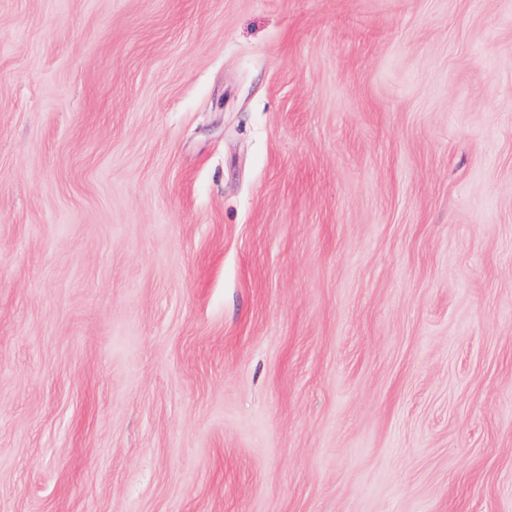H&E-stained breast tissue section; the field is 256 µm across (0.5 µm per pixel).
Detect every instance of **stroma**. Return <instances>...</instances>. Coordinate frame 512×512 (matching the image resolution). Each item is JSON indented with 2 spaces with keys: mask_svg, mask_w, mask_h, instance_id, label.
<instances>
[{
  "mask_svg": "<svg viewBox=\"0 0 512 512\" xmlns=\"http://www.w3.org/2000/svg\"><path fill=\"white\" fill-rule=\"evenodd\" d=\"M0 512H512V0H0Z\"/></svg>",
  "mask_w": 512,
  "mask_h": 512,
  "instance_id": "stroma-1",
  "label": "stroma"
}]
</instances>
